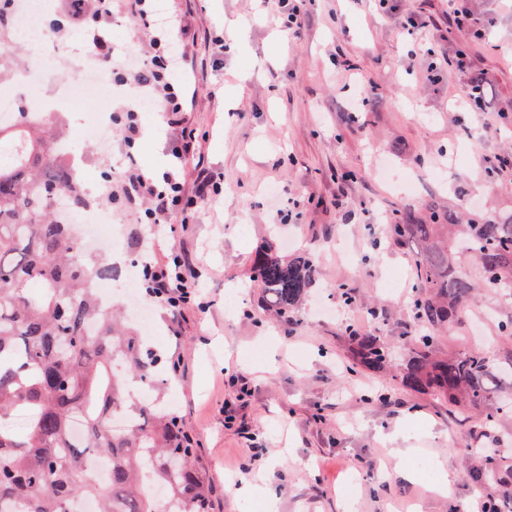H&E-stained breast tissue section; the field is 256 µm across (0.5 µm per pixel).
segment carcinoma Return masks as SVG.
<instances>
[{
  "label": "carcinoma",
  "mask_w": 512,
  "mask_h": 512,
  "mask_svg": "<svg viewBox=\"0 0 512 512\" xmlns=\"http://www.w3.org/2000/svg\"><path fill=\"white\" fill-rule=\"evenodd\" d=\"M14 0H0V79L18 73L9 26ZM75 153L28 104L0 122V512H80L93 499L99 512H213L212 489L180 417L141 399L125 384L152 387L161 360L123 325L93 283L116 270L84 257L71 225L57 215L92 200L75 174ZM387 234L419 243L417 292L409 310L426 331L409 341L395 379L479 416L482 432L512 414V395L492 399L488 382L512 377V315L495 325L505 352L465 346L436 351L439 332L469 319L480 291L512 292V216L463 220L434 213L417 224L393 210ZM468 258L473 270H460ZM253 281L279 313L293 310L314 281L306 254L268 245L256 255ZM36 284L40 292L29 293ZM354 363L372 372L389 366L384 338L350 335ZM470 483L487 512L512 503V462L500 448L466 449ZM105 476H98L99 467Z\"/></svg>",
  "instance_id": "1"
}]
</instances>
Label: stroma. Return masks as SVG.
I'll list each match as a JSON object with an SVG mask.
<instances>
[{"mask_svg": "<svg viewBox=\"0 0 512 512\" xmlns=\"http://www.w3.org/2000/svg\"><path fill=\"white\" fill-rule=\"evenodd\" d=\"M179 15L176 83L185 93L184 126L197 136L199 158L183 163L187 188L199 171L221 195L200 202L189 220L170 215L149 226L143 200L116 197L112 212L122 257L147 253L151 263L191 253L203 272L206 307L171 320L150 306L154 351L172 364L170 397L200 450L214 512H451L477 503L463 451L483 446L476 419L449 410L431 394L407 391L390 374L351 365L348 330L384 337L399 364L420 328L406 290L415 283L416 250L385 235V219L403 203L421 221L431 210L512 214V167L485 169L484 157L512 155V124L485 135L462 104L467 75L447 59L466 49L492 78L491 110L512 113V11L498 0H471L489 20L487 41L448 30V0H309L305 25L291 38L262 19L255 0H156ZM427 20L408 31L407 18ZM108 42L149 48L150 35L123 0H112ZM420 42L434 50L410 63ZM53 54L60 77L44 97L71 114L85 113L79 57ZM183 126V127H184ZM181 129V128H180ZM180 129L162 125L126 147L112 125V153L76 142L82 179L120 182L126 162L160 174ZM486 172L472 192L470 176ZM310 254L315 282L289 319L267 311L250 278L260 250ZM240 295L234 316L224 293ZM348 289L353 303H344ZM247 376L252 394L238 400L225 372ZM256 433L245 441L224 422L227 408ZM427 458L453 482L454 497L431 490L417 466ZM251 483L252 497L233 485Z\"/></svg>", "mask_w": 512, "mask_h": 512, "instance_id": "stroma-1", "label": "stroma"}]
</instances>
